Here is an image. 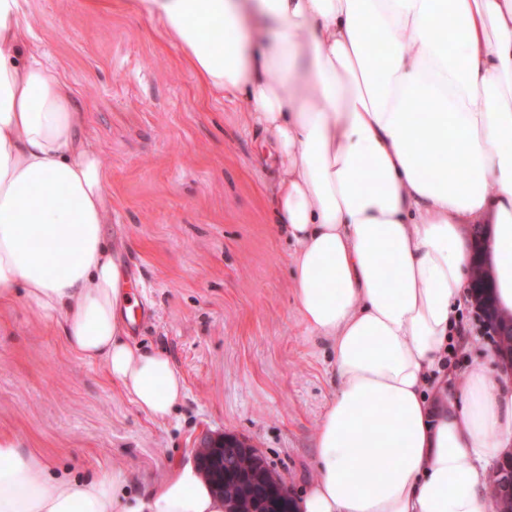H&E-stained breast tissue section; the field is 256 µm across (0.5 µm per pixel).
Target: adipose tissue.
<instances>
[{
    "mask_svg": "<svg viewBox=\"0 0 512 512\" xmlns=\"http://www.w3.org/2000/svg\"><path fill=\"white\" fill-rule=\"evenodd\" d=\"M199 83L244 101L294 248L300 316L332 346L336 392L295 512H494L512 450V364L433 385L487 226L512 314V0H133ZM224 29L215 41L213 23ZM446 30L447 42L435 33ZM432 102L420 114L416 100ZM85 114L0 0V306L24 301L68 348L165 422L185 396L170 355L129 334L136 304ZM193 463L143 490L55 471L0 437V512H225Z\"/></svg>",
    "mask_w": 512,
    "mask_h": 512,
    "instance_id": "obj_1",
    "label": "adipose tissue"
}]
</instances>
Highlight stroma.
<instances>
[{
  "label": "stroma",
  "instance_id": "obj_1",
  "mask_svg": "<svg viewBox=\"0 0 512 512\" xmlns=\"http://www.w3.org/2000/svg\"><path fill=\"white\" fill-rule=\"evenodd\" d=\"M43 57L85 112L82 137L109 175L110 238L140 301L132 338L166 351L186 397L157 424L102 367L24 303L0 308V435L51 468L136 483L190 461L207 435L247 442L296 495L335 394L331 348L297 310L293 247L271 227L270 183L242 103L214 100L146 16L116 0H23ZM449 388L493 348L462 319Z\"/></svg>",
  "mask_w": 512,
  "mask_h": 512
}]
</instances>
